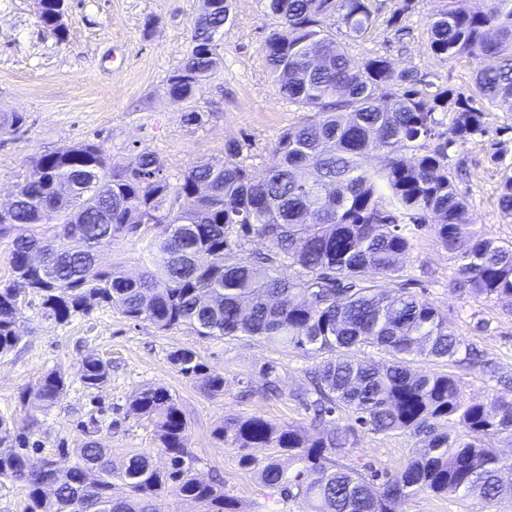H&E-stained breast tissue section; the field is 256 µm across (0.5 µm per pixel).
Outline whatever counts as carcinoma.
<instances>
[{
  "mask_svg": "<svg viewBox=\"0 0 512 512\" xmlns=\"http://www.w3.org/2000/svg\"><path fill=\"white\" fill-rule=\"evenodd\" d=\"M232 4L213 0L195 19L185 62L167 78L168 96L191 101L212 78L215 34L232 20ZM56 9L57 0H46L38 18L63 41ZM268 9L278 25L263 45L267 68L281 96L305 115L275 142L266 176L251 174L236 142L226 145L224 164L195 161L174 183L149 151L118 163L82 142L33 156L14 207L0 211L11 269L0 280V355L21 343L17 323L31 297L58 322L97 303L159 330L187 326L209 339L255 336L311 347L327 354L314 372L317 399L304 389L291 396L312 410L317 437L309 439L301 422L279 426L256 415L215 429L239 450L242 467H259L266 488L300 499L304 512H397L421 492L511 497L512 478L502 474L512 473V460L493 442L512 438V376L479 359L447 316L408 291L403 256L411 238L403 225H434L459 261L455 290L512 299V239L474 231L468 200L448 172V150L487 133V108L512 112V0H435L429 49L443 62L474 63L469 95L398 70L383 56L352 55L375 22L373 0H268ZM446 116L449 132L442 133ZM24 123L20 113L5 115L0 135ZM374 153L386 156L385 166L369 164ZM497 206L512 213L510 174L498 186ZM147 234L153 266L140 275L96 265L103 248ZM256 238L268 252L248 250ZM367 348L387 352L389 365L360 358ZM418 357L488 374L494 398L465 401L458 376L419 372ZM170 362L207 394L224 395V375L208 371L196 351L178 349ZM108 375L99 357L81 359L86 387H103ZM263 375L255 393L282 396L277 365L266 364ZM68 387L65 373L52 368L21 400L50 409ZM128 409L152 421L167 470L137 451L112 460L94 422L84 427L73 467L33 470L13 445L14 421L1 416L0 482L26 484L25 512H158L155 502L169 490L202 512H241L223 484L193 473L187 420L165 388L136 391ZM338 411L347 423L327 428L324 417ZM358 426L407 434L415 448L392 471L346 466L336 454ZM248 448H282L300 467L289 477L274 458L258 465ZM116 480L127 492L112 493Z\"/></svg>",
  "mask_w": 512,
  "mask_h": 512,
  "instance_id": "obj_1",
  "label": "carcinoma"
}]
</instances>
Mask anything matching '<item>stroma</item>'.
I'll return each instance as SVG.
<instances>
[{
  "mask_svg": "<svg viewBox=\"0 0 512 512\" xmlns=\"http://www.w3.org/2000/svg\"><path fill=\"white\" fill-rule=\"evenodd\" d=\"M376 22L365 42L353 45L355 56L387 57L395 68L414 69L427 81L461 93L472 88L473 64L467 59L443 62L428 48L427 18L432 0H416L402 24L408 33L396 39L389 19L397 0H376ZM203 0H65L68 25L64 41L40 23L34 0H0V113L19 112L25 125L0 137V203L31 172L30 159L46 150L88 141L101 145L113 161L140 151L157 154L169 179H177L193 162L224 161L227 142L243 146V158L255 176L272 164L279 136L302 117L298 106L282 98L266 66L262 47L277 20L267 0H234L233 20L220 31L219 61L195 104L172 101L167 77L181 67L190 46L193 22ZM203 114L199 125L185 118L189 109ZM487 133L450 150L449 171L465 164L460 182L475 230L484 236L512 239V214L496 204L498 184L512 168V112L488 110ZM411 293L447 315L458 336L482 351L498 371L512 375V316L508 299L487 300L455 291L458 262L442 247L430 226L413 230L403 259ZM484 328H477V321ZM18 349L0 356V415L32 424L39 449H28L32 464L50 457L68 467L78 460L83 427L97 422L100 443L113 458L138 450L150 454L159 470L168 467L151 421L128 415L131 395L160 386L169 391L188 422L186 444L197 457L201 479L220 478L225 494L244 512H301L296 499H281L264 487L257 470L241 468L237 449L217 439L224 420L253 414L278 424L305 421L307 413L292 397L324 359L318 351L276 348L250 336L222 340L197 336L188 327L167 331L134 322L118 310L95 306L88 316L59 323L43 317L38 303L24 307L18 322ZM179 348L195 350L210 371L223 374L224 393L206 395L170 362ZM110 365L104 387L80 381L84 356ZM278 366L284 392L277 400L245 397L263 382L268 362ZM62 368L70 386L51 410L21 402L51 368ZM414 441L406 434L357 430L350 447L336 457L350 466L394 470L409 456ZM399 512H512V499L487 503L479 497L421 493Z\"/></svg>",
  "mask_w": 512,
  "mask_h": 512,
  "instance_id": "1",
  "label": "stroma"
}]
</instances>
